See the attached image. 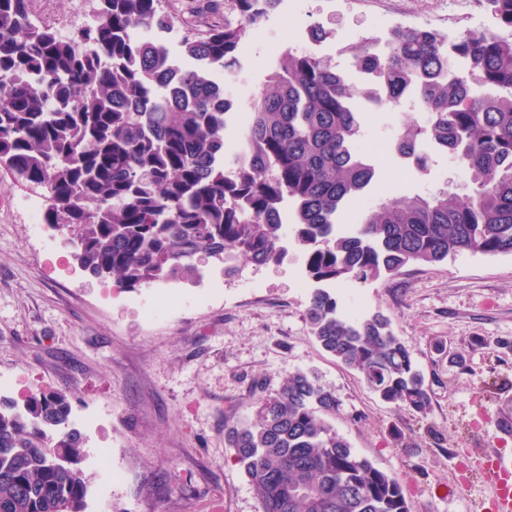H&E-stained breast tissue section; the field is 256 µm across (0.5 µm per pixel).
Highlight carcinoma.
I'll return each instance as SVG.
<instances>
[{"label": "carcinoma", "mask_w": 512, "mask_h": 512, "mask_svg": "<svg viewBox=\"0 0 512 512\" xmlns=\"http://www.w3.org/2000/svg\"><path fill=\"white\" fill-rule=\"evenodd\" d=\"M28 0H0V168L47 193L44 222L68 233L91 277L118 289L199 279L196 260L231 257L257 267L283 259V216L319 284L305 310L320 346L359 371L382 400L419 413L430 388L381 311L350 316L332 289L398 275L461 253L512 255V40L468 29L453 39L394 26L389 52L357 47L356 88L332 61L286 49L248 101L246 157L224 168L234 101L212 71L236 74L248 31L282 0H224L238 21L219 22L217 0L197 11L170 55L174 17L160 0H99L93 23L69 36L34 23ZM512 30V0H485ZM418 99L425 125L405 124L395 151L428 167L427 138L474 185L389 197L348 231L336 225L378 176L353 144L363 133L358 97ZM338 401L305 371L258 395L252 418L224 426V445L262 512H411L399 478L360 456L330 422ZM68 395L39 388L0 396V512H84L83 439Z\"/></svg>", "instance_id": "cac0c4a2"}]
</instances>
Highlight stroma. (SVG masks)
<instances>
[{"mask_svg": "<svg viewBox=\"0 0 512 512\" xmlns=\"http://www.w3.org/2000/svg\"><path fill=\"white\" fill-rule=\"evenodd\" d=\"M303 16L249 31L239 79L258 87L278 51L307 41L309 26L329 36L325 57L395 25L429 19L463 27L464 0H307ZM98 0H44L53 28L92 22ZM419 108L383 118L384 143L371 155L390 196L470 188L451 157L436 153L427 172L408 175L385 140L391 127L424 123ZM25 186L0 173V376L8 397L29 386L61 390L85 438V512H261L260 499L224 446V427L250 418L257 388L277 389L297 370L333 391L337 432L381 470L396 474L412 512H482L493 497L484 463L512 452L497 421L512 414V256L460 254L409 266L395 278L349 283L341 308L382 311L424 371L431 406L419 414L382 401L362 375L314 341L304 311L303 251L285 238L276 265L238 260L239 272L214 291L206 279L179 280L178 304L159 283L119 290L88 276L73 247L54 250L59 231L31 237L19 206ZM154 319H146L145 308ZM109 449L113 479L98 462Z\"/></svg>", "mask_w": 512, "mask_h": 512, "instance_id": "35a3bbf8", "label": "stroma"}]
</instances>
